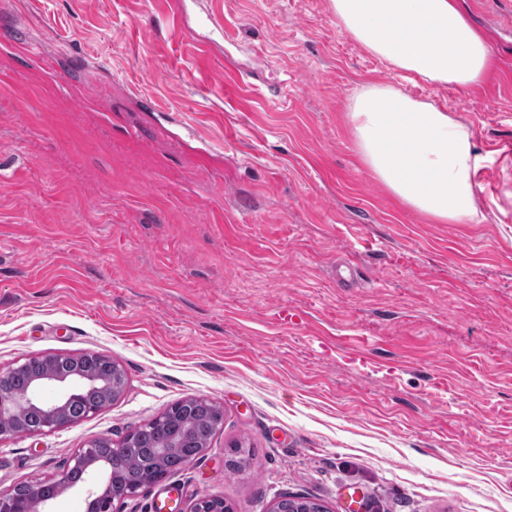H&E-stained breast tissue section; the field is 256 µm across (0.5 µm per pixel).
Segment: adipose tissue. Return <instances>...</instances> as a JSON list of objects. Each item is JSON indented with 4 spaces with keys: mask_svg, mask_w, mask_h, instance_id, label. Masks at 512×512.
Returning <instances> with one entry per match:
<instances>
[{
    "mask_svg": "<svg viewBox=\"0 0 512 512\" xmlns=\"http://www.w3.org/2000/svg\"><path fill=\"white\" fill-rule=\"evenodd\" d=\"M336 23L402 77L369 82L346 121L363 163L404 206L438 224H478L479 176L488 163L455 113L412 97L405 83L468 90L484 81L491 50L461 0H330Z\"/></svg>",
    "mask_w": 512,
    "mask_h": 512,
    "instance_id": "ef3b65f1",
    "label": "adipose tissue"
}]
</instances>
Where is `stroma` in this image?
Returning a JSON list of instances; mask_svg holds the SVG:
<instances>
[{
    "instance_id": "35a3bbf8",
    "label": "stroma",
    "mask_w": 512,
    "mask_h": 512,
    "mask_svg": "<svg viewBox=\"0 0 512 512\" xmlns=\"http://www.w3.org/2000/svg\"><path fill=\"white\" fill-rule=\"evenodd\" d=\"M186 2L0 0V368L101 352L127 381L0 441V492L196 396L223 427L119 512H345L351 491L369 512H512V0H467L481 87L406 85L490 156L480 224L431 223L362 163L349 97L401 77L329 0Z\"/></svg>"
}]
</instances>
